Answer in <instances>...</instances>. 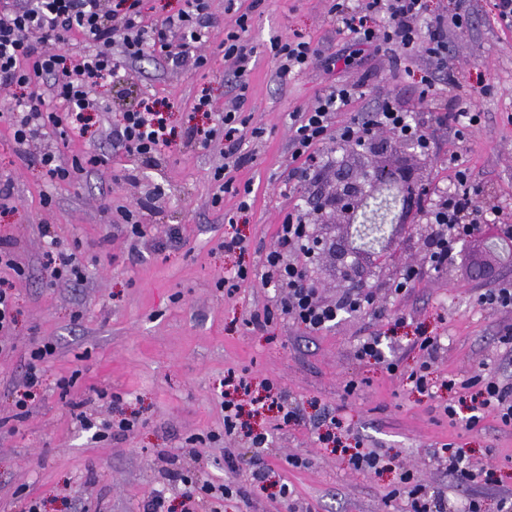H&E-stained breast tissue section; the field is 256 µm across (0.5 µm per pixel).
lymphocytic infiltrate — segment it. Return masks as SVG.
Returning a JSON list of instances; mask_svg holds the SVG:
<instances>
[{
	"mask_svg": "<svg viewBox=\"0 0 512 512\" xmlns=\"http://www.w3.org/2000/svg\"><path fill=\"white\" fill-rule=\"evenodd\" d=\"M331 12L336 29L347 36L345 64H353L365 51L401 54L412 60L419 41H426V51L437 68L448 66V29L463 27L469 16L468 0H454L452 11L429 10L426 0H334ZM212 26L208 0H184L183 8L164 20L150 18L145 0H0V92L10 93L6 105L8 123L19 155H26L30 142L43 135L46 128L57 129L63 144L86 138L100 109L94 88L126 81L129 67L145 54L162 57L172 68L205 67L208 58L201 47L210 36ZM247 14L238 15L233 28L224 38L225 75L235 88V95L217 116V124L209 129L192 130L191 136L202 142L215 137L224 139L226 176L218 190L239 193L240 208H247L251 186L237 188L233 170L247 164L244 151L246 120L241 108L247 91V77L256 61L255 48L246 39ZM82 39L79 53L69 44ZM271 49L284 74L299 73L317 61L334 67V59H322L309 42L278 39ZM487 86L485 74H478L468 92H461L454 78H447L443 89L448 94V136L454 144H462L465 133L480 121L473 112V99ZM360 95L358 85H339L316 103L295 113L292 125V153L301 177H315L314 160L320 147L335 142L342 150H361L375 136L388 134L396 141H410L420 150H429L433 142L432 125L417 118L415 111L384 101L367 115L353 114L349 121L337 125L335 112L348 106ZM114 148L128 157L149 162L155 160L171 144L172 132L166 112L152 97H144L124 112L122 121L110 132ZM102 162L98 154L65 163L60 152L48 150L37 163L53 181L81 188L85 173ZM455 188L437 191L420 206L414 223L434 225L429 244L430 258L437 267L448 263L452 242L462 234H479L496 230L512 233V225L502 222L499 206L479 203L471 192L469 173L458 166L457 154H449ZM306 214L285 213L279 226L277 244L266 255L264 282L281 288L277 311L291 317L309 332H317L335 321L338 312L359 310L358 295L348 293L334 304L318 299V291L310 282L304 260L311 255ZM56 353V346L43 342L31 349L23 389L14 400L13 417L23 420L30 413L42 386V366ZM224 396V431L241 433L252 448L255 461L251 472L255 483H265L269 466L263 459L268 437L257 433L241 421L244 397H251L256 412L276 413L283 422L297 421L298 415L285 391L267 384L264 393L252 397L251 384L245 377L227 378ZM472 414L468 425L480 422V413L495 412L502 425H512V384L484 380L470 397ZM171 481L183 487V512H219L220 497L231 496L229 484L198 482L181 471L170 472Z\"/></svg>",
	"mask_w": 512,
	"mask_h": 512,
	"instance_id": "obj_1",
	"label": "lymphocytic infiltrate"
}]
</instances>
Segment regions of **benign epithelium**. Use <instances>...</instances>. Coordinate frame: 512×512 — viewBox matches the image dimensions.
I'll return each mask as SVG.
<instances>
[{
  "instance_id": "1",
  "label": "benign epithelium",
  "mask_w": 512,
  "mask_h": 512,
  "mask_svg": "<svg viewBox=\"0 0 512 512\" xmlns=\"http://www.w3.org/2000/svg\"><path fill=\"white\" fill-rule=\"evenodd\" d=\"M387 152L378 139L370 141L356 164L347 157L335 168L333 179L315 195L314 215L322 225L341 226L339 237L311 236L313 250L333 256L344 280L357 288L364 285L365 266L389 253L391 246L410 228L408 216L417 207L419 177L397 167L373 166V156ZM487 254L499 259L512 251V236L483 238Z\"/></svg>"
}]
</instances>
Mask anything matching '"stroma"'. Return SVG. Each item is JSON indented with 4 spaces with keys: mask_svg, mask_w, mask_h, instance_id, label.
I'll return each mask as SVG.
<instances>
[{
    "mask_svg": "<svg viewBox=\"0 0 512 512\" xmlns=\"http://www.w3.org/2000/svg\"><path fill=\"white\" fill-rule=\"evenodd\" d=\"M331 0H209L213 16L208 63L201 69L174 70L144 56L134 62L123 84L100 88L108 107L91 139L75 141L65 159L91 151L104 162L84 176L82 190L45 179L35 161L60 143L56 134L33 141L29 158L15 152L7 121L0 120V174L10 175L11 196L0 202V238L8 239L25 268L15 278L16 322L0 333V512H21L34 498L41 512H149L155 493H163L170 512H181V486L169 480L164 451L182 449L180 463L199 480L232 483L221 512H286L278 488L288 482L308 512H408L406 496L391 497L401 468L411 469L428 493L443 496L448 512H461L469 500L483 512H497L501 497L512 495V427L485 412L467 428L470 412L459 398L470 397L462 381L485 378L512 383V304H490L484 296L512 282V264H497L491 279L475 280L466 266L434 269L420 230L411 227L386 265L366 277L374 304L361 313L341 314L326 329L309 333L288 317L261 321L279 295L263 284L266 253L276 241L282 215L310 212L308 183L288 176L291 113L305 109L332 86L362 82L365 94L342 109L339 120L364 112L375 102L398 97L418 103L422 62L404 69L383 55L346 69L314 65L281 75L271 52L273 39L296 38L325 53L345 41L329 14ZM485 0H471L467 26L448 30V55L461 88L486 72L489 87L475 109L481 122L459 149V163L477 185L499 187L498 200L512 215V31L489 22ZM247 14L249 42L257 50L248 76L245 115L260 138H246L253 156L236 172L254 184L249 210L237 200L214 202V174L224 165L221 144L188 139V129L208 126L193 111L200 92H208L214 111L224 109L231 88L224 78L220 48L231 21ZM168 105L174 143L153 164L113 149L109 132L120 113L141 97ZM139 213L144 237L120 223L119 208ZM179 230L183 243L171 242ZM237 231L248 249L224 253L225 233ZM75 253L84 273L80 287L50 285L41 265L49 245ZM419 277L409 291L394 284L405 265ZM246 266L251 277L235 294L219 283ZM437 338L430 384L417 391L408 379L426 359L422 336ZM380 337L396 374L359 358L360 342ZM44 339L58 353L44 365L43 392L25 420L12 418V402L27 370V352ZM235 370L251 378L254 390L279 383L300 420L285 424L273 414L250 418L266 433L274 465L265 489L252 486L253 453L245 441L224 432V376ZM74 377L60 393V377ZM81 402L98 420L113 410L137 418L132 431L107 440L84 429L70 405ZM455 404L448 419L443 408ZM338 411L350 431L345 450L320 440L313 424L326 411ZM467 449L484 471L458 484L438 469L432 454L445 444ZM393 458L378 471L352 469L347 451L355 445ZM195 455H187V448ZM237 449L236 472L224 451ZM305 459L304 467L289 457Z\"/></svg>",
    "mask_w": 512,
    "mask_h": 512,
    "instance_id": "stroma-1",
    "label": "stroma"
}]
</instances>
